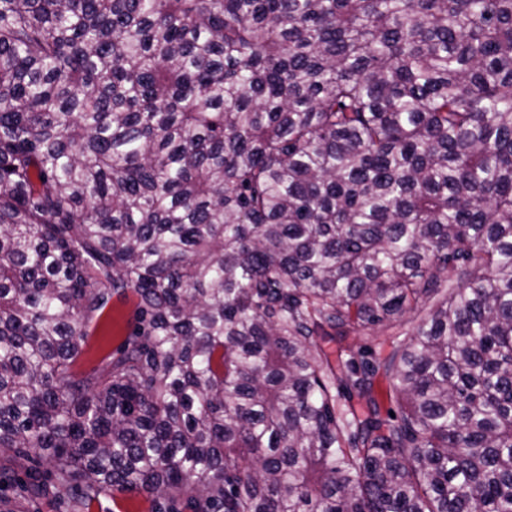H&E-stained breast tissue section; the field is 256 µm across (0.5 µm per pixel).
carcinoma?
I'll return each instance as SVG.
<instances>
[{"label":"carcinoma","instance_id":"obj_1","mask_svg":"<svg viewBox=\"0 0 512 512\" xmlns=\"http://www.w3.org/2000/svg\"><path fill=\"white\" fill-rule=\"evenodd\" d=\"M32 451L75 512H512V0H0V455ZM136 313V298L132 294L121 300L113 297L104 315L92 324V335L80 368L90 369L98 365L107 354L115 352L133 329ZM413 315H407L401 323L387 329H374L365 332L351 334L350 336H359L351 338L349 341L357 345L370 346L375 354L385 355L390 350L391 336H408L413 329ZM89 512H152V502L145 494L105 491L91 504Z\"/></svg>","mask_w":512,"mask_h":512}]
</instances>
